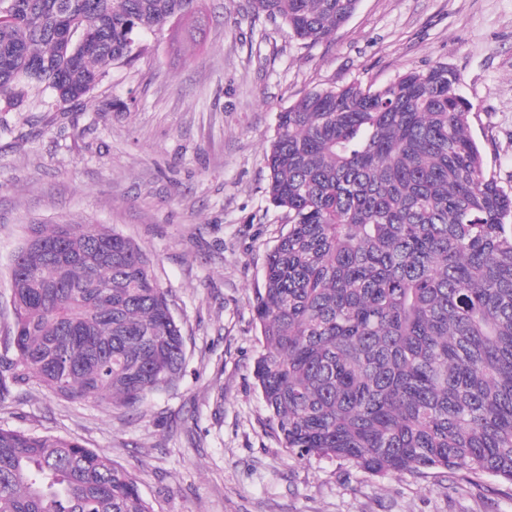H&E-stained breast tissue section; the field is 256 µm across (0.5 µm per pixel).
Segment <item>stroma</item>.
<instances>
[{"instance_id": "35a3bbf8", "label": "stroma", "mask_w": 512, "mask_h": 512, "mask_svg": "<svg viewBox=\"0 0 512 512\" xmlns=\"http://www.w3.org/2000/svg\"><path fill=\"white\" fill-rule=\"evenodd\" d=\"M140 45L83 100L0 111V266L31 224L133 239L181 323L183 376L135 411L35 388L0 409V425L98 450L155 512H512V485L490 475H372L282 448L255 385L253 314L287 230L265 153L279 112L309 90L448 65L486 173L512 187V0H360L311 48L253 19L250 0H199L190 31Z\"/></svg>"}]
</instances>
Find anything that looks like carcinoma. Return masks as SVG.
<instances>
[{"label":"carcinoma","instance_id":"carcinoma-1","mask_svg":"<svg viewBox=\"0 0 512 512\" xmlns=\"http://www.w3.org/2000/svg\"><path fill=\"white\" fill-rule=\"evenodd\" d=\"M196 0H0V104L89 96ZM358 0H252L304 45ZM446 64L313 89L279 112L267 193L288 230L253 313L254 377L282 447L371 474L464 470L512 485V191L485 173ZM0 406L34 385L135 410L182 377L150 260L95 224H31L6 267ZM0 512H154L80 442L0 426Z\"/></svg>","mask_w":512,"mask_h":512}]
</instances>
